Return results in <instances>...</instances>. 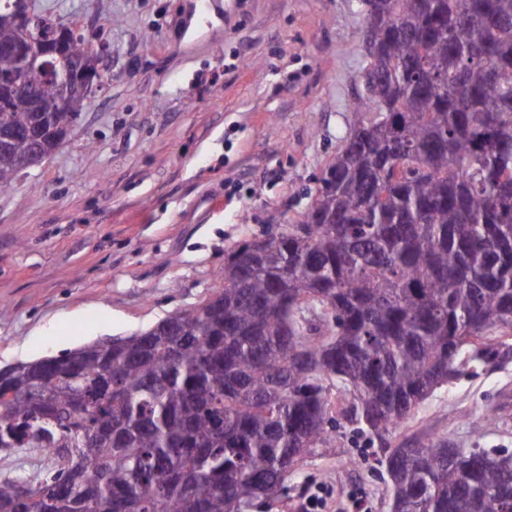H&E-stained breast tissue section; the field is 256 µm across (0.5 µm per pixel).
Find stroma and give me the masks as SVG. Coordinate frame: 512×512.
I'll return each mask as SVG.
<instances>
[{
	"label": "stroma",
	"instance_id": "stroma-1",
	"mask_svg": "<svg viewBox=\"0 0 512 512\" xmlns=\"http://www.w3.org/2000/svg\"><path fill=\"white\" fill-rule=\"evenodd\" d=\"M108 41L109 82L0 194V367L146 329L221 288L224 253L299 223L361 93L360 0H32ZM393 430L512 454V334ZM336 445L304 456L272 512H391L377 449L329 394ZM361 508H352V500Z\"/></svg>",
	"mask_w": 512,
	"mask_h": 512
}]
</instances>
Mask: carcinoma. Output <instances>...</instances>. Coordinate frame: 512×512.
I'll use <instances>...</instances> for the list:
<instances>
[{
    "mask_svg": "<svg viewBox=\"0 0 512 512\" xmlns=\"http://www.w3.org/2000/svg\"><path fill=\"white\" fill-rule=\"evenodd\" d=\"M377 78L300 224L224 253V288L129 336L0 367V512H253L332 448L330 386L370 419L399 512H512V454L388 436L512 328V0H372ZM0 191L57 148L66 112L6 109ZM405 151L395 175L388 154ZM311 299L305 315L298 298ZM83 460L73 479L67 456Z\"/></svg>",
    "mask_w": 512,
    "mask_h": 512,
    "instance_id": "cac0c4a2",
    "label": "carcinoma"
}]
</instances>
